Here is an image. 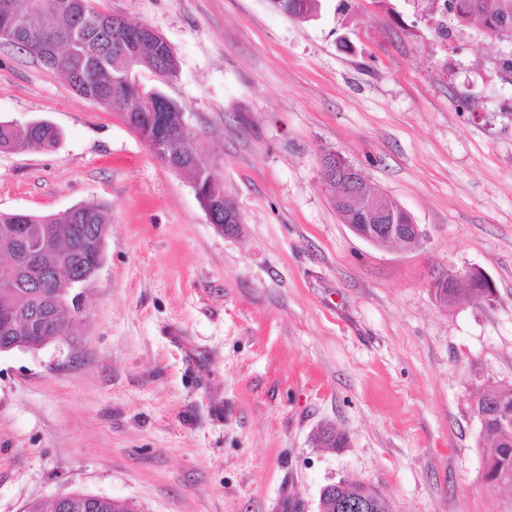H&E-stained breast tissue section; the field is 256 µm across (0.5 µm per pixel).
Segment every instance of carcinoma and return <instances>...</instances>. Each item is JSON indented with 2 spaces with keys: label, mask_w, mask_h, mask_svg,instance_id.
<instances>
[{
  "label": "carcinoma",
  "mask_w": 512,
  "mask_h": 512,
  "mask_svg": "<svg viewBox=\"0 0 512 512\" xmlns=\"http://www.w3.org/2000/svg\"><path fill=\"white\" fill-rule=\"evenodd\" d=\"M54 6L41 11L35 27L15 41L18 49L31 55L48 43L61 44L60 52L43 60L47 68L61 73L71 86L89 100L109 112L117 111V105H128L129 112L123 114L126 123L134 131L150 126L154 144L151 152L160 157V151H168L165 165L184 176L190 184L200 185L210 201L212 223H224V215L235 212V208L224 196V182L208 174L210 156L202 149L185 145L186 131L182 113L176 104L159 91H145L136 83L133 73L147 69L164 80L177 76L179 64L176 54L162 37L150 36L141 40L135 52L130 53L124 41L129 25L114 15L106 14V27L95 30L91 27L76 28L72 19V8L85 4L86 16L100 13L94 0H53ZM322 0H279L278 10L300 20L316 16ZM448 13L460 27H476L488 36L512 40V0H446ZM77 40L79 51L101 57L100 65L84 71L74 69L70 55L63 44L64 34ZM153 103L148 109L145 103ZM61 137L60 131L51 123L38 121L24 127L12 121H0V151L23 149L38 145L44 149L55 148ZM15 224L45 225L47 251L53 255H69L77 264L76 279H61L53 286L56 305L60 310L71 304L72 290L81 288L98 271L105 246L100 232L108 230L110 218L105 209L94 203L81 204L61 214L0 212V263L11 261L20 266L22 279L27 280L32 272L19 258L14 238L4 229ZM84 224L88 231L77 236L75 225ZM512 408V386L487 385L475 402V412L486 414L489 445L485 457V481L490 486L501 483L512 484V429L503 427L494 416L488 415L489 403ZM378 490L363 481L341 480L336 485V497L344 499L363 498Z\"/></svg>",
  "instance_id": "cac0c4a2"
}]
</instances>
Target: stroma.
I'll return each mask as SVG.
<instances>
[{
    "instance_id": "obj_1",
    "label": "stroma",
    "mask_w": 512,
    "mask_h": 512,
    "mask_svg": "<svg viewBox=\"0 0 512 512\" xmlns=\"http://www.w3.org/2000/svg\"><path fill=\"white\" fill-rule=\"evenodd\" d=\"M179 60L137 82L179 106L242 223L210 224L190 183L119 116L0 41V120H46L50 151L0 152V211L106 207L88 309L59 343L0 355V512L88 493L141 512H317L359 479L389 512H512L483 478L473 369L512 384V43L420 0H96ZM333 152L399 201L422 246L342 224ZM476 267L489 303L435 300ZM346 436L328 448L322 428ZM272 1H279L278 7ZM281 12L300 20H310L320 11L323 0H272ZM322 8V7H321ZM474 277H477L480 280L483 288L477 281H475L472 284L474 288H472L471 284H468L466 285L467 288H459L458 291L461 293L462 290H465L468 296L470 295L474 301H477V295H479L484 288H487L484 294L478 297V300L480 302L491 301L496 296L495 283L487 273L476 267L468 268L462 274L448 273L436 279L433 283L435 300L440 306L447 309L448 288H451L452 290V293L449 295L450 298H452L453 303H456L457 298L455 297L453 289L458 288V283L461 279L470 283Z\"/></svg>"
}]
</instances>
